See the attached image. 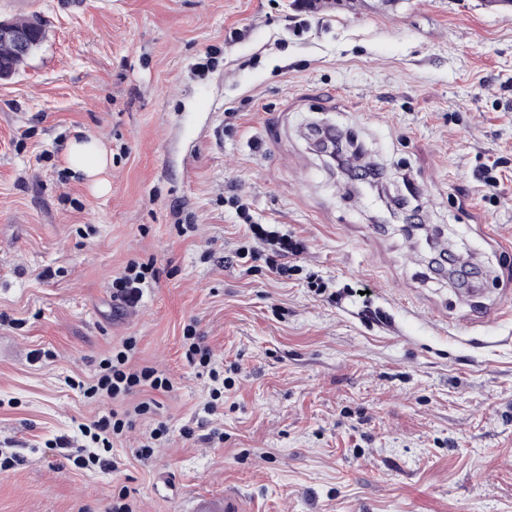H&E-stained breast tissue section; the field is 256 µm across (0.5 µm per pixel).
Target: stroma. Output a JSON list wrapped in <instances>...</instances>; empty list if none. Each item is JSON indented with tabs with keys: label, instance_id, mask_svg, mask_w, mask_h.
<instances>
[{
	"label": "stroma",
	"instance_id": "1",
	"mask_svg": "<svg viewBox=\"0 0 512 512\" xmlns=\"http://www.w3.org/2000/svg\"><path fill=\"white\" fill-rule=\"evenodd\" d=\"M34 15L0 80V512H112L123 487L138 512L227 488L252 512H512V11L0 0ZM82 134L108 194L64 162ZM412 183L421 230L380 223ZM235 197L303 241L288 276ZM132 263L157 277L128 307ZM130 337L172 391L85 397ZM112 409L117 470L76 466ZM67 167L98 192L109 189L107 175L112 167V150L96 136L71 139L65 148ZM154 270L150 266L136 265L132 263L125 269L124 274L113 283L112 297L126 306H135L142 298V285L146 282L147 275Z\"/></svg>",
	"mask_w": 512,
	"mask_h": 512
}]
</instances>
